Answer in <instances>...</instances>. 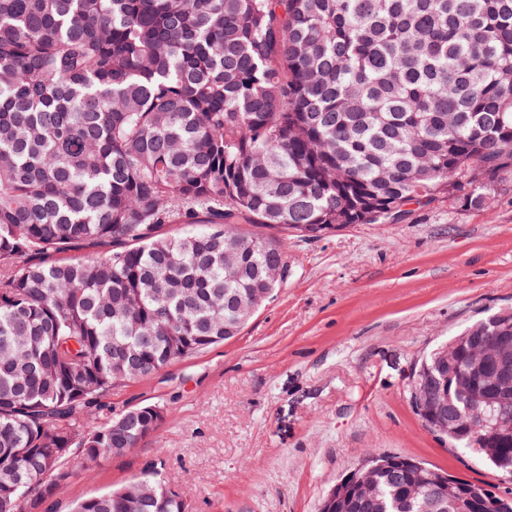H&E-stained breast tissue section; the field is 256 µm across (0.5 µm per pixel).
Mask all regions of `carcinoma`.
I'll return each instance as SVG.
<instances>
[{
	"mask_svg": "<svg viewBox=\"0 0 512 512\" xmlns=\"http://www.w3.org/2000/svg\"><path fill=\"white\" fill-rule=\"evenodd\" d=\"M510 173L512 0H0V512L69 480L64 448L137 446L160 407L101 420V399L237 336L284 285L288 238L441 195L485 208ZM507 324L461 335L489 347ZM427 390L451 447L512 470L453 373ZM365 464L351 512H438L433 466ZM453 480L469 512H512ZM72 512L185 508L150 471Z\"/></svg>",
	"mask_w": 512,
	"mask_h": 512,
	"instance_id": "obj_1",
	"label": "carcinoma"
}]
</instances>
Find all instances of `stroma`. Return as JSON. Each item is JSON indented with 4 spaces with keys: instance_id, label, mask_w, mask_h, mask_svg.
Segmentation results:
<instances>
[{
    "instance_id": "1",
    "label": "stroma",
    "mask_w": 512,
    "mask_h": 512,
    "mask_svg": "<svg viewBox=\"0 0 512 512\" xmlns=\"http://www.w3.org/2000/svg\"><path fill=\"white\" fill-rule=\"evenodd\" d=\"M295 274L238 336L115 386L104 415L156 404L136 448L72 477L35 512L124 485L163 463L191 512H319L369 456L394 453L512 488L426 431L410 385L436 344L512 306V192L487 209L444 196L385 224L288 242Z\"/></svg>"
}]
</instances>
